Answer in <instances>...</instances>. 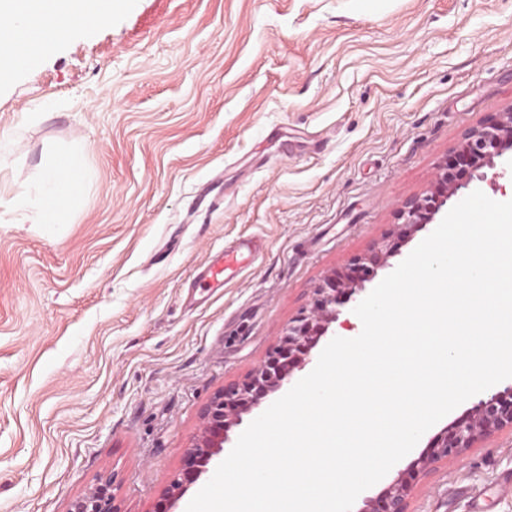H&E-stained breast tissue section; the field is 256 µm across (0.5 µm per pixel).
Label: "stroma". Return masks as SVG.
I'll use <instances>...</instances> for the list:
<instances>
[{"label":"stroma","mask_w":512,"mask_h":512,"mask_svg":"<svg viewBox=\"0 0 512 512\" xmlns=\"http://www.w3.org/2000/svg\"><path fill=\"white\" fill-rule=\"evenodd\" d=\"M511 106L512 0H120L50 43L0 87V197L68 151L91 176L64 223L0 208V512L104 472L154 512L213 394ZM409 512H512V431L419 473ZM264 242L256 238L239 239L224 247V251L200 266L195 275L199 288H220L224 282L237 275L247 259L258 255Z\"/></svg>","instance_id":"35a3bbf8"}]
</instances>
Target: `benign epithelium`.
Listing matches in <instances>:
<instances>
[{"instance_id":"benign-epithelium-1","label":"benign epithelium","mask_w":512,"mask_h":512,"mask_svg":"<svg viewBox=\"0 0 512 512\" xmlns=\"http://www.w3.org/2000/svg\"><path fill=\"white\" fill-rule=\"evenodd\" d=\"M509 151H512V107L489 113L465 133L437 165L430 188L400 205L397 223L380 244L347 258L341 267L324 275L313 288L309 304L288 323L266 359L244 379L215 392L202 408L198 431L155 512H171L211 460L224 451L228 432L241 424L242 416L259 407L294 370L310 361L312 349L336 320L339 307L372 282L387 259L408 243L414 232L432 223L460 189L475 179L485 178L481 169L493 166L495 158ZM507 427L512 428V385L479 401L446 425L432 438L431 452L421 456L407 472L368 500L359 512H408L410 479L416 472L441 460L457 461L477 441ZM116 487L115 473L99 475L87 493L70 503L67 512H121Z\"/></svg>"}]
</instances>
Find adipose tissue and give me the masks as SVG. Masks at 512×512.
I'll return each mask as SVG.
<instances>
[{
  "label": "adipose tissue",
  "mask_w": 512,
  "mask_h": 512,
  "mask_svg": "<svg viewBox=\"0 0 512 512\" xmlns=\"http://www.w3.org/2000/svg\"><path fill=\"white\" fill-rule=\"evenodd\" d=\"M114 3L115 0H0V84L8 82L14 74L22 49L13 42V31L29 15H47L55 36L60 37L83 25L88 17L99 25L107 23L112 18ZM88 177L79 150L65 153L48 164L39 180L34 223H61L73 201L74 186Z\"/></svg>",
  "instance_id": "ef3b65f1"
}]
</instances>
